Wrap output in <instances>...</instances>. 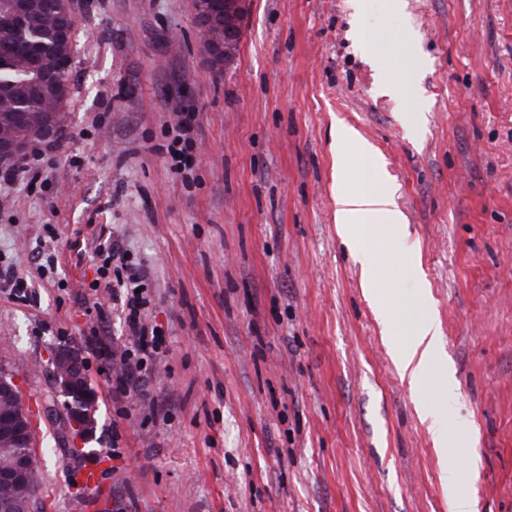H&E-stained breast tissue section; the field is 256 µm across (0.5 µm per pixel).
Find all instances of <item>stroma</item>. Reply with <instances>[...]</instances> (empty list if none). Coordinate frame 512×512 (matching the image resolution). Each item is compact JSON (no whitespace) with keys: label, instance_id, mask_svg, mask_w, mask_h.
I'll return each instance as SVG.
<instances>
[{"label":"stroma","instance_id":"1","mask_svg":"<svg viewBox=\"0 0 512 512\" xmlns=\"http://www.w3.org/2000/svg\"><path fill=\"white\" fill-rule=\"evenodd\" d=\"M249 0L215 73L192 0H74V85L54 165L0 187V261L28 283L0 300V362L36 428L31 512H512V0ZM179 36L170 50L168 36ZM393 89H385L381 71ZM201 154L172 170L174 116ZM424 115L423 128L411 116ZM378 151L404 236L372 247L336 223L337 122ZM118 242L149 272L165 356L143 391L89 354L127 341L122 301L93 288ZM391 311L419 288L448 384L409 382L361 281ZM75 349L98 397L91 436L66 420L51 365ZM448 406L440 453L418 417ZM120 456H113V447Z\"/></svg>","mask_w":512,"mask_h":512}]
</instances>
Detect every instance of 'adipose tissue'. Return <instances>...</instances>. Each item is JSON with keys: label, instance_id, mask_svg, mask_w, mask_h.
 Wrapping results in <instances>:
<instances>
[{"label": "adipose tissue", "instance_id": "ef3b65f1", "mask_svg": "<svg viewBox=\"0 0 512 512\" xmlns=\"http://www.w3.org/2000/svg\"><path fill=\"white\" fill-rule=\"evenodd\" d=\"M336 137L340 143L358 144L367 172L363 190L350 191L351 177L344 159L336 161V221L344 226L359 225L366 239L375 245L399 233L404 222L392 190L381 177V168L373 148L363 142L360 133L345 123H337ZM440 349V332L432 317L417 321L410 336L393 344L392 352L402 373L418 382L429 376Z\"/></svg>", "mask_w": 512, "mask_h": 512}]
</instances>
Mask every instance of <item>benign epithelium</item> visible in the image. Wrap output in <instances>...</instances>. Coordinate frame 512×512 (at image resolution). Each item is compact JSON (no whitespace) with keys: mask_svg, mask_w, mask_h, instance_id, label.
<instances>
[{"mask_svg":"<svg viewBox=\"0 0 512 512\" xmlns=\"http://www.w3.org/2000/svg\"><path fill=\"white\" fill-rule=\"evenodd\" d=\"M72 0H51V9L62 37L67 33L75 16ZM193 9L202 44L211 67L224 70L235 58L241 23L247 10V0H193ZM29 13L27 0H10L4 5L3 22L20 26ZM65 108L58 104L45 114L44 120L31 125L19 113V126L10 134L0 133V162L22 156L40 140L56 135L62 127ZM52 362L57 381L67 394L80 397L83 407L71 417V424L80 434L93 432L95 426L96 394L86 386L83 365L79 355L67 348L53 354ZM19 386L6 372L0 374V403L9 405L0 410V445L5 444L15 453L10 462L0 465V488L9 491L28 487L37 471V461L29 452L33 421L19 397Z\"/></svg>","mask_w":512,"mask_h":512,"instance_id":"7a95c632","label":"benign epithelium"}]
</instances>
